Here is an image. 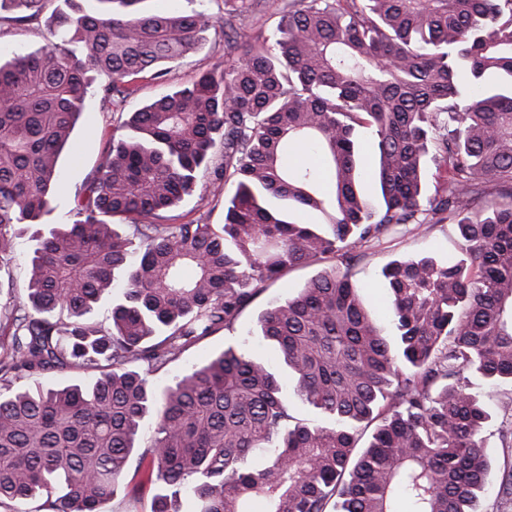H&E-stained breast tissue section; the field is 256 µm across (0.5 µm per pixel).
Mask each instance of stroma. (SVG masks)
Masks as SVG:
<instances>
[{"label": "stroma", "mask_w": 512, "mask_h": 512, "mask_svg": "<svg viewBox=\"0 0 512 512\" xmlns=\"http://www.w3.org/2000/svg\"><path fill=\"white\" fill-rule=\"evenodd\" d=\"M61 0H50L46 11L37 19L15 23L0 20V56L29 53L49 43L52 39V13L60 8ZM153 10L201 9L221 17L227 8H236L237 26L245 29L255 42H263L275 30L280 15L268 7L265 0H252L243 6L241 0L225 4L224 0H147ZM233 61L224 46L222 26L210 28L199 47L182 59L169 64L166 74L158 80L140 82L134 98L128 99L124 108L102 106L98 96H89L86 109L72 133L71 144L60 158V184L55 194L54 210L48 221L52 224H69L76 218L77 194L88 184L102 157L112 144L114 134L120 133L121 115L131 112L167 91L191 83L205 72H219ZM172 223L197 221L203 224H220L224 221V185L213 179L198 182L193 192L183 197L170 213ZM459 236L454 223L406 224L395 226L381 240L368 243L359 251L353 268L354 279L360 287L365 307L379 320L382 327H389L390 298L381 275L391 261L401 258L430 256L444 261L453 257ZM318 271L317 266L294 270L272 284L254 303L238 317L231 329L223 330L201 340L185 351L177 360L154 375L158 385L169 383L176 375L202 364L223 350L230 341L246 342L249 349L266 362L277 358L273 349L252 330L258 315L273 302L297 292ZM467 384L481 391L494 415L495 425L485 435V447L491 463V477L481 501V512H512V494L504 492L503 484L512 479V444L507 437L512 434V386H486L471 377Z\"/></svg>", "instance_id": "35a3bbf8"}]
</instances>
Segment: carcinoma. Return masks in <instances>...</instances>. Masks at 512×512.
<instances>
[{
    "label": "carcinoma",
    "instance_id": "obj_1",
    "mask_svg": "<svg viewBox=\"0 0 512 512\" xmlns=\"http://www.w3.org/2000/svg\"><path fill=\"white\" fill-rule=\"evenodd\" d=\"M47 2L0 11L23 23ZM142 2L61 9L55 41L0 60V262L17 225L54 210L94 75L116 106L220 22ZM229 50L221 74L130 113L78 219L37 238L24 295L0 308V512H112L118 496L138 512L148 492L152 512L184 499L191 512H477L491 416L459 376L512 384V0H290L271 38L237 29ZM362 129L378 207L360 188ZM429 161L446 180L427 196ZM208 174L224 183V223H167ZM310 211L327 222L293 218ZM446 219L454 260L382 271L392 343L352 281L356 252ZM315 264L258 320L277 366L234 341L169 385L152 380ZM105 300L111 324L96 328L87 316ZM49 370L96 375L24 383ZM290 393L320 419L293 416Z\"/></svg>",
    "mask_w": 512,
    "mask_h": 512
}]
</instances>
